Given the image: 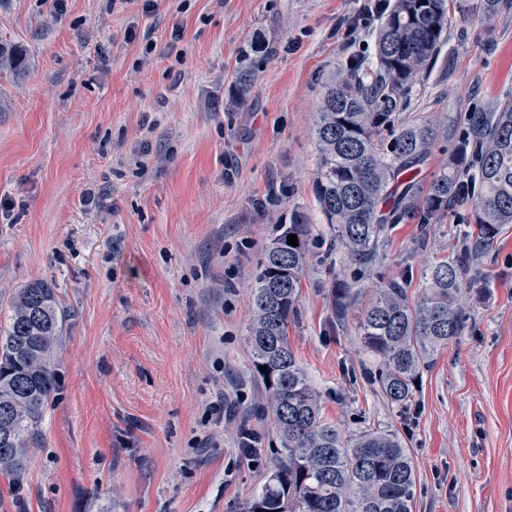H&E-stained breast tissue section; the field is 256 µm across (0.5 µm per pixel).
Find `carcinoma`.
I'll list each match as a JSON object with an SVG mask.
<instances>
[{
    "instance_id": "cac0c4a2",
    "label": "carcinoma",
    "mask_w": 512,
    "mask_h": 512,
    "mask_svg": "<svg viewBox=\"0 0 512 512\" xmlns=\"http://www.w3.org/2000/svg\"><path fill=\"white\" fill-rule=\"evenodd\" d=\"M508 6L512 0H379L376 64L353 59L347 76L324 86L314 193L348 257L363 266L373 262L392 224H438L457 207L466 208L474 224L459 254L426 269L416 300L407 281L391 280L358 317L361 344L378 363L374 381L396 404L410 400L423 370L462 335L471 264L512 224V97L464 113L448 166L425 186L408 173L427 159L438 129L406 121L400 111L414 77L448 42L451 16L489 20ZM29 65L20 49L0 42L1 80ZM254 76L253 66L241 71L239 100L251 92ZM290 234L297 236L295 247ZM313 244V225L296 211L263 250L249 339L255 373L269 380L281 448L246 512H412L416 473L402 436L381 428L342 436L324 419L319 395L289 345ZM335 297L341 312L356 303L343 284ZM64 318L55 289L35 281L16 290L0 321V472L15 481L56 389L54 351Z\"/></svg>"
}]
</instances>
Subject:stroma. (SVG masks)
<instances>
[{
    "instance_id": "1",
    "label": "stroma",
    "mask_w": 512,
    "mask_h": 512,
    "mask_svg": "<svg viewBox=\"0 0 512 512\" xmlns=\"http://www.w3.org/2000/svg\"><path fill=\"white\" fill-rule=\"evenodd\" d=\"M370 2L0 0V39L35 60L0 84V306L45 280L66 316L57 389L22 480L0 476V512H245L279 447L247 343L253 288L295 210L317 242L289 343L325 417L405 439L413 512H512V224L480 253L464 330L408 406L373 383L356 312L336 313L342 281L363 301L404 276L418 289L465 229L454 214L394 225L361 272L319 213L316 109L349 57L374 56L378 18L336 31ZM258 38L255 86L228 107ZM510 93L512 11L453 20L404 113L446 130L416 180L447 165L461 113Z\"/></svg>"
}]
</instances>
